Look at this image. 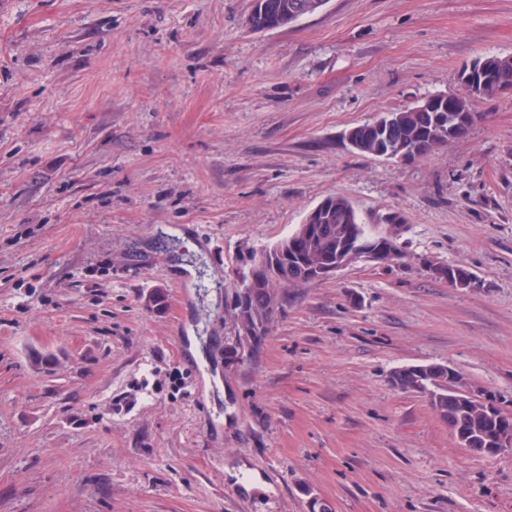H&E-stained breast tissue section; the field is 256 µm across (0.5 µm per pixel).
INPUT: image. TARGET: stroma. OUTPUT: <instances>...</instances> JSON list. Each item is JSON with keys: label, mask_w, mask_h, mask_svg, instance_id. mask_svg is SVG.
<instances>
[{"label": "stroma", "mask_w": 512, "mask_h": 512, "mask_svg": "<svg viewBox=\"0 0 512 512\" xmlns=\"http://www.w3.org/2000/svg\"><path fill=\"white\" fill-rule=\"evenodd\" d=\"M252 4L0 0V512H512V450L391 383L445 364L512 414V96L412 163L344 138L512 56V0ZM336 195L402 260L284 289L226 366L250 252ZM255 1L254 0V5ZM328 0H260L256 15L249 24L256 29L287 27L300 19L319 12Z\"/></svg>", "instance_id": "obj_1"}]
</instances>
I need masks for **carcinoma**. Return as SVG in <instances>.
<instances>
[{
	"label": "carcinoma",
	"instance_id": "obj_1",
	"mask_svg": "<svg viewBox=\"0 0 512 512\" xmlns=\"http://www.w3.org/2000/svg\"><path fill=\"white\" fill-rule=\"evenodd\" d=\"M328 0H259L255 15L249 19L251 27L256 29H276L294 24L300 19L319 12ZM485 67L500 77L512 78V56L489 55L480 58ZM396 122L393 131L394 143L400 145V151H410L422 145L419 157L424 158L434 150L450 144L449 137L453 136L448 130V115L439 113L429 123L418 122L417 112L409 108L392 113ZM329 201L335 203L333 209L326 215L324 224L332 227L336 242L348 240L366 241L374 248H380L388 239L384 235L373 236L362 224L350 201L343 196H333ZM289 257L286 262L295 268H301V262H327L335 253L329 251L320 240L316 243L304 237L302 227L288 236ZM292 282L280 278L279 268L270 267L264 275L254 281L241 282L236 294L243 295L249 309L258 314H266L265 323L261 324L259 335L267 333V323L273 318L276 308L272 307L276 289L288 288ZM241 337L234 335L226 339L224 344V362L231 366L237 364L243 356ZM397 386L404 392L419 393L428 398L435 413L443 420L453 418L455 423L474 435H495L501 430L512 428V419L496 410L489 418L483 420L479 415L465 409L459 400L448 398V366L443 364H426L401 367L393 372Z\"/></svg>",
	"mask_w": 512,
	"mask_h": 512
}]
</instances>
